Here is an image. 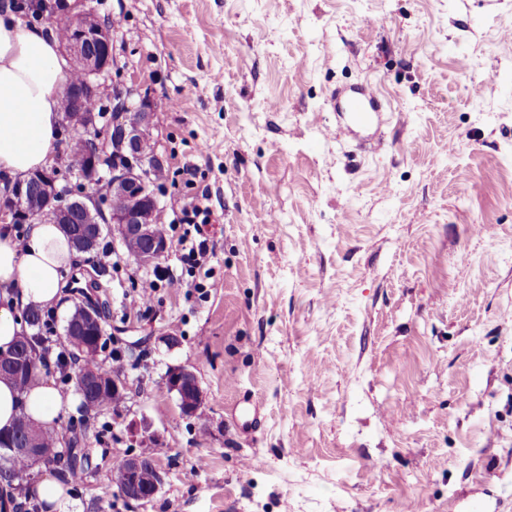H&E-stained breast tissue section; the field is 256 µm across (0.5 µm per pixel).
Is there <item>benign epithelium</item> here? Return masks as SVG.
<instances>
[{
    "label": "benign epithelium",
    "instance_id": "obj_1",
    "mask_svg": "<svg viewBox=\"0 0 512 512\" xmlns=\"http://www.w3.org/2000/svg\"><path fill=\"white\" fill-rule=\"evenodd\" d=\"M61 21L69 27V37L61 42L70 71L83 74L80 85L66 83L61 95L71 100L72 109L63 120L71 132L68 152H83L89 156L83 180L94 184L99 179L111 180L112 193L124 197L127 206L108 215L99 199L86 194L75 201L66 200L59 183L63 159L58 158L42 170L24 178L8 180L0 188V223L70 224L74 215L81 216L84 229L80 250L96 247L102 234L101 224L112 225V238L118 240L125 253L142 268H150L167 252L168 242L157 215L161 209L158 197L147 185V177L161 166L158 156H144L140 145L145 132L154 127V109L147 97L139 104L131 103L132 90L122 77L115 78L112 88L113 117L107 120L106 131L112 142L106 149L96 148L99 131L96 114L87 110V102L100 95V79L109 71L114 59V39L109 30L99 24L88 9L73 10L64 6ZM169 390L176 393L181 412L187 416L197 413L202 405V391L196 375L182 367H172L167 373ZM130 475L123 491L129 501L147 502L164 484V474L155 469L157 479L150 485L140 484L143 463L154 462L147 454L122 457Z\"/></svg>",
    "mask_w": 512,
    "mask_h": 512
}]
</instances>
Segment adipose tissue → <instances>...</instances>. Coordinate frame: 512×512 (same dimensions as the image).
<instances>
[{
    "label": "adipose tissue",
    "mask_w": 512,
    "mask_h": 512,
    "mask_svg": "<svg viewBox=\"0 0 512 512\" xmlns=\"http://www.w3.org/2000/svg\"><path fill=\"white\" fill-rule=\"evenodd\" d=\"M66 81L60 43L51 28L22 24L12 6L0 8V173L26 176L46 167L60 137L59 90ZM76 251L58 224L30 225L25 248L0 235V350H8L23 324L20 310L61 305L64 278ZM32 419L56 423L65 400L48 379L26 395L0 380V430H10L18 400Z\"/></svg>",
    "instance_id": "ef3b65f1"
}]
</instances>
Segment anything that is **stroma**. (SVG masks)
<instances>
[{
	"label": "stroma",
	"mask_w": 512,
	"mask_h": 512,
	"mask_svg": "<svg viewBox=\"0 0 512 512\" xmlns=\"http://www.w3.org/2000/svg\"><path fill=\"white\" fill-rule=\"evenodd\" d=\"M85 6L155 104L159 265L187 286L131 310L146 272L107 224L66 272L98 282L97 360L128 398L96 415L56 512H512V0ZM360 89L381 120L349 131ZM197 204L211 255L192 271L177 240ZM141 419L158 446L129 433ZM144 451L165 483L131 505L112 463ZM169 390L175 392L184 415L197 413L202 405V391L196 375L182 367H172L167 373Z\"/></svg>",
	"instance_id": "35a3bbf8"
}]
</instances>
